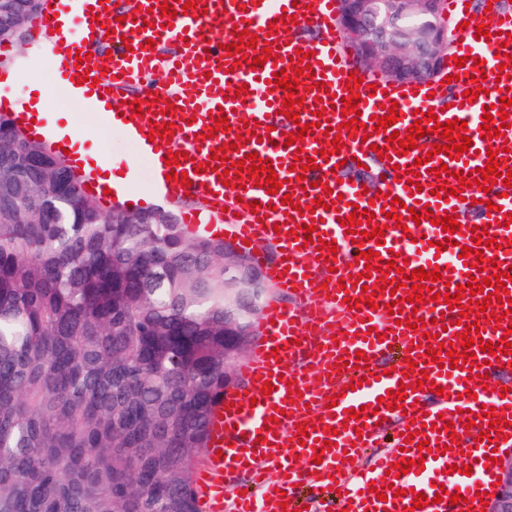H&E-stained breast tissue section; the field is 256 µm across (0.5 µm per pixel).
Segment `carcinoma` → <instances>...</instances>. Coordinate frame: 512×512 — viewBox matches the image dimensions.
I'll return each instance as SVG.
<instances>
[{"mask_svg": "<svg viewBox=\"0 0 512 512\" xmlns=\"http://www.w3.org/2000/svg\"><path fill=\"white\" fill-rule=\"evenodd\" d=\"M235 283L224 241L112 223L0 112V512H201Z\"/></svg>", "mask_w": 512, "mask_h": 512, "instance_id": "carcinoma-1", "label": "carcinoma"}]
</instances>
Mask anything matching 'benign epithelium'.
Instances as JSON below:
<instances>
[{
    "mask_svg": "<svg viewBox=\"0 0 512 512\" xmlns=\"http://www.w3.org/2000/svg\"><path fill=\"white\" fill-rule=\"evenodd\" d=\"M444 0H339L338 23L364 69L398 84L433 79L448 66L450 23ZM121 224H171L163 209L117 211ZM502 481L489 512H512V454L503 458Z\"/></svg>",
    "mask_w": 512,
    "mask_h": 512,
    "instance_id": "1",
    "label": "benign epithelium"
}]
</instances>
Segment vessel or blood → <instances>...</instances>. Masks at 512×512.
I'll return each instance as SVG.
<instances>
[{
    "mask_svg": "<svg viewBox=\"0 0 512 512\" xmlns=\"http://www.w3.org/2000/svg\"><path fill=\"white\" fill-rule=\"evenodd\" d=\"M164 0H136L134 6L117 5L116 0H42L34 22L36 31H54L62 52L55 65L57 86L72 91L78 78H93L94 86L78 99L86 113L103 126L120 132L133 144L150 170L151 196L177 201L185 194L198 196L201 206L184 210L182 222L192 234L214 238L231 236L238 247L259 265L266 279L292 300L288 306L265 308L262 335L241 375L245 386L227 392L209 426L206 463L194 475L202 512H407L415 496L425 495L430 503L420 512H472L477 490H488L497 470L486 467L493 450L512 448V381L493 378L494 369L512 365V355L477 352L466 369L450 368L448 356L427 357V350L439 343L458 342L475 315L460 316L447 303L429 301L412 305L402 282L406 274L422 268L443 267V278L434 282L435 292L447 294L449 286L467 284L468 263L491 258L495 268L477 273V280L493 277L496 270L512 265V227L503 219L512 212V188L492 185L460 187V177L485 168L487 149H495L499 173L512 171V127L503 128L497 138H482L483 115L501 98L512 99V77L498 75V57L512 54V11L501 0H491L492 9L483 18H473L467 0H446L449 15L459 26L454 53L466 60L464 68L449 64L451 83L432 80L402 87L372 76L352 62L341 49V37L334 30L336 0H196L195 9L181 14L186 0H165L176 16L162 15ZM77 23L82 38L68 40L55 29L58 19ZM114 34H107V27ZM319 27L322 36L311 41L304 32ZM485 36H477L478 27ZM246 29L258 39L242 52L230 50L235 32ZM152 48H145L146 39ZM271 58L253 64L262 48ZM310 54L313 72L323 75L324 90L300 85L304 98L298 120L282 115L284 94L276 90L275 72L290 69L297 51ZM89 53L92 64L81 69L76 53ZM483 61L486 92L475 100L465 97L474 88L469 74L476 61ZM164 71L162 83L148 84L156 71ZM358 77L354 89H347L350 77ZM359 93V117L363 127L352 133L345 129L341 114L344 97ZM141 101L143 114L129 118L130 104ZM396 104L398 119L393 127L369 134L371 116H384V107ZM174 106L167 114L166 106ZM329 121L317 123L318 110ZM434 112L439 122L466 121L465 134L473 147L461 159L446 153L431 155L437 134L418 139L408 154H399L392 132H405L416 114ZM227 116L228 131H214L220 116ZM173 124L171 140L150 139L159 123ZM303 133L302 148L286 145L285 133ZM233 144L225 161L215 160L212 151ZM387 149L379 157L378 149ZM183 152L178 166H168L170 154ZM258 154L268 159L283 186L268 194L240 175L238 160ZM313 159L315 167L305 175L294 172L295 154ZM422 166H415V159ZM378 163L389 181L383 187H368L355 177L358 165ZM205 164L196 172V164ZM447 165L449 187H460V195L441 190L433 170ZM419 171L417 184H410L412 171ZM187 173L190 187L169 180V173ZM309 188H302V181ZM292 204H282L283 194ZM307 213H299L298 205ZM370 209L373 218L362 223L364 231L385 227L384 245L369 240L354 243L352 234L340 223L355 208ZM440 216H457L459 230L446 235L430 224L424 211ZM400 215L401 225L386 227V213ZM421 221H413L412 213ZM311 225L324 241L335 242L338 251L329 255L316 245L300 247L289 232ZM487 225L497 247L472 242L474 226ZM452 237L454 244L437 251L438 242ZM474 244L479 252L461 259L462 247ZM377 249V257L364 260L363 251ZM395 260L398 269L382 275L380 268ZM375 270L365 288L354 285L353 277L366 265ZM396 283V293L379 291L382 278ZM400 297L401 316L388 314L387 303ZM373 306H366V299ZM425 329H417V321ZM477 323V322H476ZM278 357H271V350ZM364 351L368 362L357 369L356 353ZM415 368H408V361ZM427 383H420L421 374ZM272 383L270 394H262L264 383ZM406 385L409 392L400 409L386 401L389 391ZM441 386L443 395L433 394ZM494 409V418L505 421L503 434L480 439L482 407ZM419 434L407 440L403 434L410 424ZM453 431H446V424ZM335 445L324 448L323 442ZM428 441L430 453L421 454L419 441ZM423 462V469H411L401 476L390 469L400 460ZM456 473H449L450 465ZM471 466V475L461 467ZM248 474L246 485L227 491L224 480ZM400 489L393 497L389 488ZM449 495L462 492L463 503L439 499L440 490Z\"/></svg>",
    "mask_w": 512,
    "mask_h": 512,
    "instance_id": "1",
    "label": "vessel or blood"
}]
</instances>
